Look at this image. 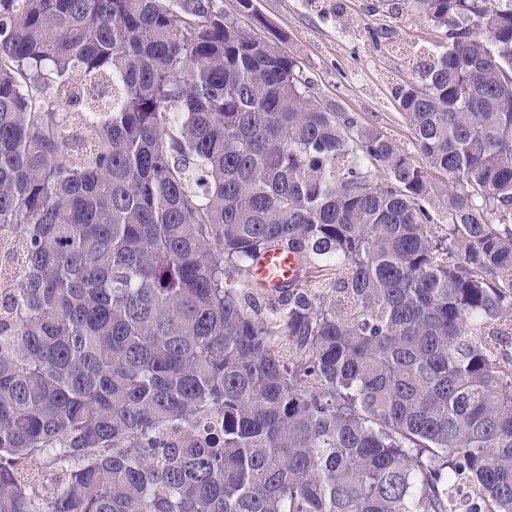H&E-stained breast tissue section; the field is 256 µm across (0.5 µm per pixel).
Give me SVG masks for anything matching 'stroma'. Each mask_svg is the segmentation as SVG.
<instances>
[{
	"label": "stroma",
	"mask_w": 512,
	"mask_h": 512,
	"mask_svg": "<svg viewBox=\"0 0 512 512\" xmlns=\"http://www.w3.org/2000/svg\"><path fill=\"white\" fill-rule=\"evenodd\" d=\"M240 17L262 37L280 36L281 49L301 62L320 104L354 116L391 139L416 166L425 161L393 96L395 85L418 78L412 52L438 50L444 32L406 0H252Z\"/></svg>",
	"instance_id": "1"
}]
</instances>
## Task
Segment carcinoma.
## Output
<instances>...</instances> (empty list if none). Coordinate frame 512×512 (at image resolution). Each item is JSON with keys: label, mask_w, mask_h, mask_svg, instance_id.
<instances>
[{"label": "carcinoma", "mask_w": 512, "mask_h": 512, "mask_svg": "<svg viewBox=\"0 0 512 512\" xmlns=\"http://www.w3.org/2000/svg\"><path fill=\"white\" fill-rule=\"evenodd\" d=\"M411 2L424 168L222 0H0V512H512V0ZM297 268V260L292 254L282 251H270L260 256L254 263L252 279L254 282L274 286L291 278Z\"/></svg>", "instance_id": "carcinoma-1"}]
</instances>
